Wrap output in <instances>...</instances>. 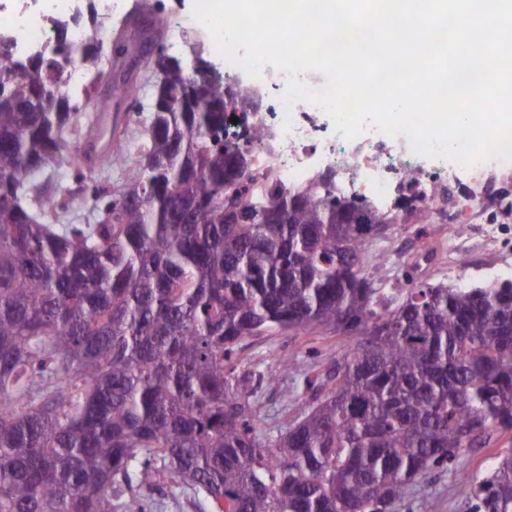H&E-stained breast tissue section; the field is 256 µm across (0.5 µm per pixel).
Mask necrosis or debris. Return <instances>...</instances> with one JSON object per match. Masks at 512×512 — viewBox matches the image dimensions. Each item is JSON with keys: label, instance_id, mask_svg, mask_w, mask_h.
<instances>
[{"label": "necrosis or debris", "instance_id": "1", "mask_svg": "<svg viewBox=\"0 0 512 512\" xmlns=\"http://www.w3.org/2000/svg\"><path fill=\"white\" fill-rule=\"evenodd\" d=\"M78 6L79 0H0V37L10 40L15 58L23 60L54 41L51 22L58 19L66 24L70 48L104 46L112 42L111 21L126 19L135 8L133 0H94L101 23L93 27L77 17ZM163 18L158 38L168 50L186 48L188 36H209L189 12L170 8ZM299 79L308 96L284 107L287 74L264 66L252 85L261 109L238 113L237 123L226 126L231 137L241 129L262 132L261 140L246 143L255 193H319L327 187L338 196L370 199L381 213L390 200L403 197L410 202L404 223L426 224L435 234L451 236L456 263H469L479 254L491 273L512 267L503 252L504 241L512 238V161L492 158L468 167L456 162L440 165L415 154L407 136H389L370 122L357 137L345 138L312 98L323 87V78L305 72ZM462 174L471 185L465 195L456 190Z\"/></svg>", "mask_w": 512, "mask_h": 512}]
</instances>
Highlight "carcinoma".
Instances as JSON below:
<instances>
[{
	"instance_id": "1",
	"label": "carcinoma",
	"mask_w": 512,
	"mask_h": 512,
	"mask_svg": "<svg viewBox=\"0 0 512 512\" xmlns=\"http://www.w3.org/2000/svg\"><path fill=\"white\" fill-rule=\"evenodd\" d=\"M141 41L113 46V61ZM58 95L64 38L24 62L0 39V512H146L160 477L216 512H396L418 479L512 433V281L386 288L365 269L388 222L328 191L249 196L223 137L251 92L206 84L163 47L122 191L97 186L93 224H57L36 176L112 142L81 107L105 77ZM290 330L353 346L286 431L249 396L246 342ZM470 483L466 512H512V448Z\"/></svg>"
}]
</instances>
